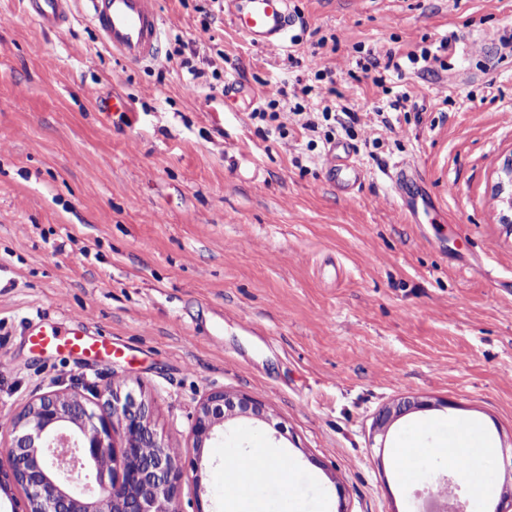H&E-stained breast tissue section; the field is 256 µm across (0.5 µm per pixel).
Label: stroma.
Returning <instances> with one entry per match:
<instances>
[{
	"mask_svg": "<svg viewBox=\"0 0 512 512\" xmlns=\"http://www.w3.org/2000/svg\"><path fill=\"white\" fill-rule=\"evenodd\" d=\"M71 7L45 29L0 0V432L59 385L123 383L184 468L178 512H224V451L255 443L298 461L297 512H421L449 473L444 428L472 423L499 480L462 495L481 512L512 500V236L494 198L512 156V0H292L301 23L279 48L253 45L215 0H156L160 58L141 65L103 45L86 0ZM452 35L430 75L388 71L379 87L357 65ZM316 50L337 108L358 115L335 135L364 171L348 193L326 181L322 133L251 117L275 87L314 84ZM112 96L129 110H104ZM398 96L377 139L371 112ZM402 161L434 214L391 200ZM81 321L111 360L30 341L33 325ZM215 389L267 417L230 418L198 449L192 417ZM407 397L422 408L379 432Z\"/></svg>",
	"mask_w": 512,
	"mask_h": 512,
	"instance_id": "1",
	"label": "stroma"
}]
</instances>
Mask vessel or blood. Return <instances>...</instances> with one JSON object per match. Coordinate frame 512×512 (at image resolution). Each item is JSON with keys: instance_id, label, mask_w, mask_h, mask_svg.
I'll list each match as a JSON object with an SVG mask.
<instances>
[{"instance_id": "vessel-or-blood-1", "label": "vessel or blood", "mask_w": 512, "mask_h": 512, "mask_svg": "<svg viewBox=\"0 0 512 512\" xmlns=\"http://www.w3.org/2000/svg\"><path fill=\"white\" fill-rule=\"evenodd\" d=\"M27 13L41 27L57 28L67 23L71 0H26ZM88 18L102 41L127 61L139 64L156 60L162 28L155 0H87ZM224 10L233 26L253 44L277 48L288 38L295 19L291 0H224ZM334 145L328 151L326 180L345 192L362 178L361 170ZM33 342L61 353L111 354L108 340H88L83 330L36 327Z\"/></svg>"}]
</instances>
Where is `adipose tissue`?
I'll return each instance as SVG.
<instances>
[{
  "label": "adipose tissue",
  "instance_id": "ef3b65f1",
  "mask_svg": "<svg viewBox=\"0 0 512 512\" xmlns=\"http://www.w3.org/2000/svg\"><path fill=\"white\" fill-rule=\"evenodd\" d=\"M270 454V449L265 447L252 448L245 455H237L232 449H225L224 455L231 458L232 464L224 470V512H291L289 500L273 503L260 493L256 482L248 478L250 472L261 468L265 471V483L284 488L297 477L298 466L283 454L279 455L275 466L263 468L262 461ZM491 454V448L475 436L459 432L455 435L449 458L459 466L474 492L479 493L487 487L484 477L490 473L491 468L486 460Z\"/></svg>",
  "mask_w": 512,
  "mask_h": 512
}]
</instances>
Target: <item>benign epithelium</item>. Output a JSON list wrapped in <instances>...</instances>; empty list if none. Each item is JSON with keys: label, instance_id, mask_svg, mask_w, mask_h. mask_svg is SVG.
<instances>
[{"label": "benign epithelium", "instance_id": "obj_1", "mask_svg": "<svg viewBox=\"0 0 512 512\" xmlns=\"http://www.w3.org/2000/svg\"><path fill=\"white\" fill-rule=\"evenodd\" d=\"M496 186L500 223L512 231V159ZM418 407L406 399L379 414L381 431ZM264 404L248 395L212 390L193 418L195 447H204L227 419L261 417ZM121 430L123 446L113 434ZM66 456L62 468L57 459ZM184 477L172 449L158 439L149 404L133 391L113 388L95 403L74 387L43 393L12 422L8 445L0 448V493L16 488L12 512H179L172 507Z\"/></svg>", "mask_w": 512, "mask_h": 512}]
</instances>
